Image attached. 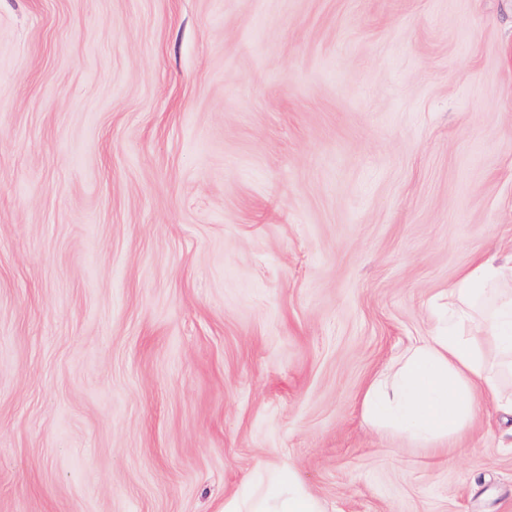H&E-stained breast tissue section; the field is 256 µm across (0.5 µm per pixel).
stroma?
Segmentation results:
<instances>
[{"label":"stroma","instance_id":"35a3bbf8","mask_svg":"<svg viewBox=\"0 0 512 512\" xmlns=\"http://www.w3.org/2000/svg\"><path fill=\"white\" fill-rule=\"evenodd\" d=\"M494 253L512 0H0V512H512L361 410ZM224 512H326L322 500L295 479L291 469H280L267 491L239 490L224 499Z\"/></svg>","mask_w":512,"mask_h":512}]
</instances>
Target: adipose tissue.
I'll return each instance as SVG.
<instances>
[{"label": "adipose tissue", "instance_id": "adipose-tissue-1", "mask_svg": "<svg viewBox=\"0 0 512 512\" xmlns=\"http://www.w3.org/2000/svg\"><path fill=\"white\" fill-rule=\"evenodd\" d=\"M512 257L476 260L453 285L448 325L410 346L398 368L378 375L362 397L364 419L373 427L435 447L469 426L477 402L492 400L512 413V391L501 377L512 372ZM490 337L499 370L487 372L476 335ZM224 512H326L322 500L292 472L279 470L267 491H237Z\"/></svg>", "mask_w": 512, "mask_h": 512}]
</instances>
